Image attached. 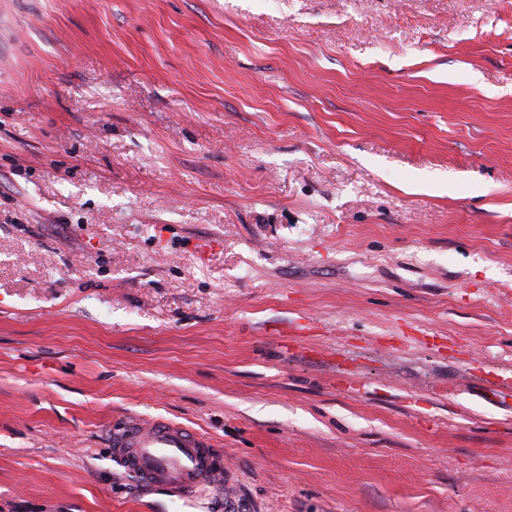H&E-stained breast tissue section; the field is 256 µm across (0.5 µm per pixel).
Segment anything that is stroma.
Segmentation results:
<instances>
[{
	"label": "stroma",
	"instance_id": "35a3bbf8",
	"mask_svg": "<svg viewBox=\"0 0 512 512\" xmlns=\"http://www.w3.org/2000/svg\"><path fill=\"white\" fill-rule=\"evenodd\" d=\"M512 512V0H0V512ZM109 448L124 471L146 485L164 487L177 499L222 492L231 511L234 498L224 479V451L178 424L125 418L112 428Z\"/></svg>",
	"mask_w": 512,
	"mask_h": 512
}]
</instances>
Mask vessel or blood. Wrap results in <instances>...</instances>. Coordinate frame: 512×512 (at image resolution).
Returning <instances> with one entry per match:
<instances>
[{
  "mask_svg": "<svg viewBox=\"0 0 512 512\" xmlns=\"http://www.w3.org/2000/svg\"><path fill=\"white\" fill-rule=\"evenodd\" d=\"M109 446L115 462L143 484L179 499L220 492L225 505L234 501L225 492L223 450L178 424L125 418L113 429Z\"/></svg>",
  "mask_w": 512,
  "mask_h": 512,
  "instance_id": "obj_1",
  "label": "vessel or blood"
}]
</instances>
